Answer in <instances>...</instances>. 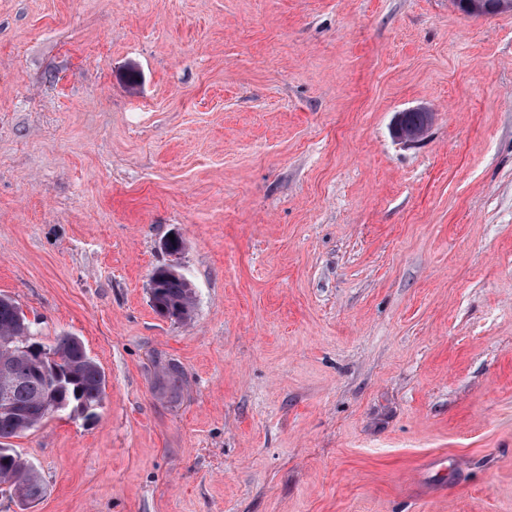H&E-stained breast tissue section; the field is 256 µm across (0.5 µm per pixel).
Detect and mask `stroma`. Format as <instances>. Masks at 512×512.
<instances>
[{
	"instance_id": "obj_1",
	"label": "stroma",
	"mask_w": 512,
	"mask_h": 512,
	"mask_svg": "<svg viewBox=\"0 0 512 512\" xmlns=\"http://www.w3.org/2000/svg\"><path fill=\"white\" fill-rule=\"evenodd\" d=\"M0 294L107 381L0 512H512V11L0 0ZM408 112H415L410 116L411 123H420L423 120V114L425 116L424 122L417 125L409 124L407 121ZM433 118V112L424 107L399 112L393 126L394 135L397 139L404 142L418 141L428 131L433 122ZM164 270L174 273L172 268H164ZM161 273L158 283L159 288L155 285L154 276L151 278V289L153 290L152 304L157 313L158 307H165L170 313L169 318L177 321H188L192 317L193 312V288L189 279L184 274Z\"/></svg>"
}]
</instances>
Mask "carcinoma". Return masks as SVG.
Returning <instances> with one entry per match:
<instances>
[{"label": "carcinoma", "mask_w": 512, "mask_h": 512, "mask_svg": "<svg viewBox=\"0 0 512 512\" xmlns=\"http://www.w3.org/2000/svg\"><path fill=\"white\" fill-rule=\"evenodd\" d=\"M153 299V308H166L171 319L185 322L192 317L193 288L183 274H160ZM36 334L19 304L0 294V380H8L13 406L7 412L0 409V491L27 505L38 502L45 487L38 471L8 439L36 427L51 407L58 414L92 415L105 396V376L79 337H57L48 346L56 358L50 366L21 350L23 338Z\"/></svg>", "instance_id": "cac0c4a2"}]
</instances>
